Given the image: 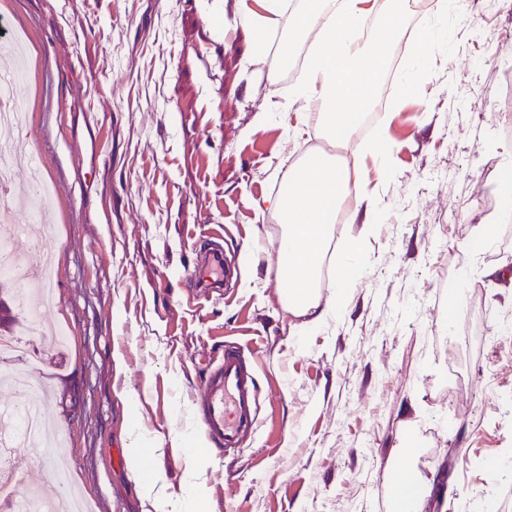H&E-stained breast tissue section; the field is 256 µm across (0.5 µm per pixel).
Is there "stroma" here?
Wrapping results in <instances>:
<instances>
[{"instance_id":"1","label":"stroma","mask_w":512,"mask_h":512,"mask_svg":"<svg viewBox=\"0 0 512 512\" xmlns=\"http://www.w3.org/2000/svg\"><path fill=\"white\" fill-rule=\"evenodd\" d=\"M234 12L235 0H0L30 52L17 103L57 189L43 245L57 268L49 317L69 341L57 351L23 315L16 331L40 342L73 485L93 512H385L408 442L409 468L440 487L421 512H485L490 497L512 512V341L497 335L512 281L495 273L512 263V222L493 224L490 190L512 143V0H438L423 18L436 49L411 43L392 78L414 77L421 57L426 85L377 121L397 144L389 167L356 126L360 188L386 216L330 232L328 266L351 239L363 246L353 288L318 324L288 308L285 226L268 201L327 137L318 113L298 132L282 116L292 87L246 62ZM487 223L495 244L470 263ZM215 233L240 275L202 302L188 275ZM228 341L250 350L263 394L254 436L222 457L192 398Z\"/></svg>"}]
</instances>
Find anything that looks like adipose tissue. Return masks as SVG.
<instances>
[{
    "mask_svg": "<svg viewBox=\"0 0 512 512\" xmlns=\"http://www.w3.org/2000/svg\"><path fill=\"white\" fill-rule=\"evenodd\" d=\"M391 10H382L378 0H304L289 11L288 0H236L235 26L246 37V60L268 57L267 36L283 17H290L293 30L306 34L318 30L320 37L308 58V75L296 91V99L321 112L326 129L334 135L349 133L365 107L373 100L376 73L388 59L391 41L403 31L410 11L409 0H393ZM384 14L385 39L356 41L352 33L376 14ZM350 168L331 167L316 155L308 156L284 191L270 199L287 226L281 241L279 280L288 283L292 311L309 315L319 323L336 301L320 306L315 296L318 257L325 235L340 210L351 209L353 218L372 228L385 217L376 197L355 194Z\"/></svg>",
    "mask_w": 512,
    "mask_h": 512,
    "instance_id": "1",
    "label": "adipose tissue"
}]
</instances>
